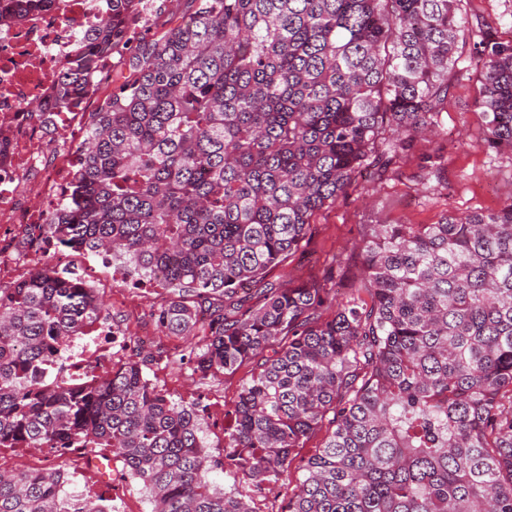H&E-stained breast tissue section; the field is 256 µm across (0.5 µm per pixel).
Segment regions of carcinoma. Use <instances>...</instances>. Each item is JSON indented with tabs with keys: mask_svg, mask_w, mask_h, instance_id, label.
I'll return each instance as SVG.
<instances>
[{
	"mask_svg": "<svg viewBox=\"0 0 512 512\" xmlns=\"http://www.w3.org/2000/svg\"><path fill=\"white\" fill-rule=\"evenodd\" d=\"M54 0H0V26ZM53 74L56 107L97 105L77 177L39 227L170 297L166 336L201 329L184 357L201 378L251 366L206 451L198 410L146 375L43 376L102 307L47 265L0 285V447L111 449L152 512H253L209 480H288L293 451L324 428L284 512H512V201L436 224H364L356 294L277 288L312 217L364 167L383 178L433 132L464 49L475 50L489 147L512 151V45L473 29L463 0H190L136 38L155 0H111ZM119 57L116 77L98 74ZM67 472L0 470V512H107L66 490Z\"/></svg>",
	"mask_w": 512,
	"mask_h": 512,
	"instance_id": "carcinoma-1",
	"label": "carcinoma"
}]
</instances>
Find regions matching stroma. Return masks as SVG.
Masks as SVG:
<instances>
[{"label":"stroma","instance_id":"stroma-1","mask_svg":"<svg viewBox=\"0 0 512 512\" xmlns=\"http://www.w3.org/2000/svg\"><path fill=\"white\" fill-rule=\"evenodd\" d=\"M463 9L470 25H488L501 41L512 40V0H465ZM481 76L464 66L452 89L448 104L437 117L433 138L419 141L400 159L396 174L381 183L358 180L336 204L317 212L312 234L295 256L273 268L267 279L280 286L292 281L321 278L331 259L343 264L336 286L339 296L353 294L362 275L359 231L364 224H434L445 215L467 211L490 212L512 200V152L494 151L485 144V119L476 102ZM110 268H101L93 288L112 326L126 338L152 337L155 359L148 378L176 401L198 409L209 453L224 457L225 408L234 403L249 366L236 373L200 379L188 365L175 362L173 348L202 343V335L185 341L162 335L152 312L169 297L167 289L155 284L135 285L125 281L112 284ZM322 440L312 436L304 447L295 449L288 484L269 486L262 493H250L254 512H279L292 487L302 477L301 468L313 456ZM110 477L83 484L76 480L69 489L79 493L113 498L125 497L130 512H152V504L139 481L126 471L120 458H113Z\"/></svg>","mask_w":512,"mask_h":512}]
</instances>
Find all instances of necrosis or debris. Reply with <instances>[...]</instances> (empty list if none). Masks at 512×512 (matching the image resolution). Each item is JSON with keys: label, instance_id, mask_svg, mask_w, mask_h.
Wrapping results in <instances>:
<instances>
[{"label": "necrosis or debris", "instance_id": "obj_1", "mask_svg": "<svg viewBox=\"0 0 512 512\" xmlns=\"http://www.w3.org/2000/svg\"><path fill=\"white\" fill-rule=\"evenodd\" d=\"M106 13V0H65L61 9L0 27V280H26L42 260L57 257L50 250L18 253L7 240L17 229L45 223L73 182L67 135L78 117L54 111L52 74L75 52L80 32ZM30 101L48 109L52 131L29 117ZM126 351V345H113L111 327L99 323L72 337L64 358L74 375L100 376L123 362Z\"/></svg>", "mask_w": 512, "mask_h": 512}]
</instances>
